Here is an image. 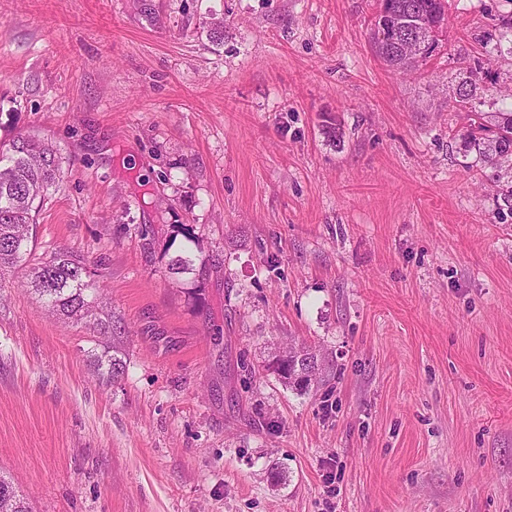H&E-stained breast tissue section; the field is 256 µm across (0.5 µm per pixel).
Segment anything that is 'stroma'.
Segmentation results:
<instances>
[{
  "mask_svg": "<svg viewBox=\"0 0 512 512\" xmlns=\"http://www.w3.org/2000/svg\"><path fill=\"white\" fill-rule=\"evenodd\" d=\"M377 10L0 0V139L64 157L34 255H83L125 330L103 379L92 329L0 278V471L33 512H512V224L453 136L460 57L512 112V0H447L408 71ZM292 342L326 361L305 394L264 369ZM196 258L188 251L180 252L172 256L167 264L168 273L181 284H187L189 275L195 274Z\"/></svg>",
  "mask_w": 512,
  "mask_h": 512,
  "instance_id": "1",
  "label": "stroma"
}]
</instances>
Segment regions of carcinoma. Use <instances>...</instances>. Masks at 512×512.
<instances>
[{"label": "carcinoma", "mask_w": 512, "mask_h": 512, "mask_svg": "<svg viewBox=\"0 0 512 512\" xmlns=\"http://www.w3.org/2000/svg\"><path fill=\"white\" fill-rule=\"evenodd\" d=\"M385 4L382 23L370 29L375 53L396 69L416 68L438 48L435 29L444 20L445 0H380ZM422 45L419 54L406 56L403 43ZM473 75L460 85L455 111L461 113L464 126L459 137L465 152L475 155L473 165L496 169L512 157V112H483L477 109L479 80L489 76L483 67L467 66ZM63 157L55 145L35 135L15 136L0 141V272L23 270V286L38 295L48 310L63 320L84 322L103 337L104 345L114 343L116 331L112 312L105 301L104 288L91 279L84 259L68 252H56L37 263H27L31 231L36 213L50 188L57 185ZM497 210L501 223L512 220V175L496 176ZM168 273L182 284L195 273V257L188 251L172 256ZM278 364L268 369L285 386L307 392L318 383L322 363L313 347L302 344L276 355ZM107 363V377L115 380L124 372V363L116 356L97 360ZM0 512H31L27 499L19 494L12 480L0 473Z\"/></svg>", "instance_id": "carcinoma-1"}]
</instances>
